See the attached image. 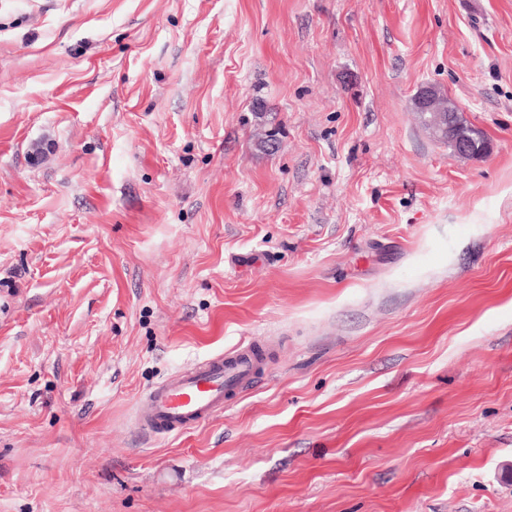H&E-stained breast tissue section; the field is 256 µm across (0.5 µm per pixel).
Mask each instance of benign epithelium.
I'll use <instances>...</instances> for the list:
<instances>
[{"label":"benign epithelium","mask_w":512,"mask_h":512,"mask_svg":"<svg viewBox=\"0 0 512 512\" xmlns=\"http://www.w3.org/2000/svg\"><path fill=\"white\" fill-rule=\"evenodd\" d=\"M412 105L416 112L432 114L430 124L433 132L439 136L448 134V144L456 156L471 159L489 150L483 134L464 123L458 106L451 100H445L436 89L421 90Z\"/></svg>","instance_id":"1"}]
</instances>
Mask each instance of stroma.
Here are the masks:
<instances>
[{
  "mask_svg": "<svg viewBox=\"0 0 512 512\" xmlns=\"http://www.w3.org/2000/svg\"><path fill=\"white\" fill-rule=\"evenodd\" d=\"M0 512H512V0H0ZM415 112L419 111L423 126L427 127L429 112L432 114L430 124L434 133L441 136L448 134V143L453 153L461 158H476L484 151L488 152L489 143L483 134L464 123L458 106L451 100L446 101L434 88H424L412 101ZM259 361L258 351L249 343L177 370L138 397L140 432L176 437L223 412L227 396L253 378Z\"/></svg>",
  "mask_w": 512,
  "mask_h": 512,
  "instance_id": "35a3bbf8",
  "label": "stroma"
}]
</instances>
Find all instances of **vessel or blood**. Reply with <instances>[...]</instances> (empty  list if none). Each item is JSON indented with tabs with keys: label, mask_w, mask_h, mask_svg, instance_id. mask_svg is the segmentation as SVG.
Returning <instances> with one entry per match:
<instances>
[{
	"label": "vessel or blood",
	"mask_w": 512,
	"mask_h": 512,
	"mask_svg": "<svg viewBox=\"0 0 512 512\" xmlns=\"http://www.w3.org/2000/svg\"><path fill=\"white\" fill-rule=\"evenodd\" d=\"M259 361L249 343L177 370L138 397L140 432L176 437L223 412L227 396L253 378Z\"/></svg>",
	"instance_id": "1"
}]
</instances>
